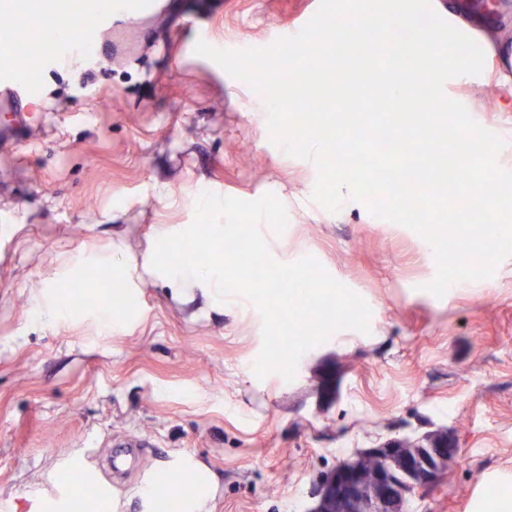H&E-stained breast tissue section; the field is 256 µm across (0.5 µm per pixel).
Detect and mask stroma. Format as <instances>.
<instances>
[{"label":"stroma","mask_w":512,"mask_h":512,"mask_svg":"<svg viewBox=\"0 0 512 512\" xmlns=\"http://www.w3.org/2000/svg\"><path fill=\"white\" fill-rule=\"evenodd\" d=\"M114 33L116 57L40 74L25 147L0 154V512H72L68 467L108 440H145L142 467H190L202 512H309L319 482L365 448L436 432L457 450L407 512H489L512 492V257L436 297L432 252L358 202L311 199L318 171L272 140L262 100L210 59L186 62V13L226 49L274 42L318 0H168ZM512 47V0H470ZM488 56L449 98L485 128L512 127V70ZM276 196L288 230L271 256H313L362 296L369 333L339 330L293 380L257 378L255 306L155 271L159 238L193 222L198 195ZM111 266V306L58 310L57 285ZM69 487L77 496V486ZM86 512H162L143 482Z\"/></svg>","instance_id":"stroma-1"}]
</instances>
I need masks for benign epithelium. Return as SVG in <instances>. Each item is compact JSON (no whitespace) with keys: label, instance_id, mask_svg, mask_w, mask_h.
Segmentation results:
<instances>
[{"label":"benign epithelium","instance_id":"benign-epithelium-1","mask_svg":"<svg viewBox=\"0 0 512 512\" xmlns=\"http://www.w3.org/2000/svg\"><path fill=\"white\" fill-rule=\"evenodd\" d=\"M455 454L446 434L370 448L326 478L313 512H405L409 496L435 483Z\"/></svg>","mask_w":512,"mask_h":512}]
</instances>
